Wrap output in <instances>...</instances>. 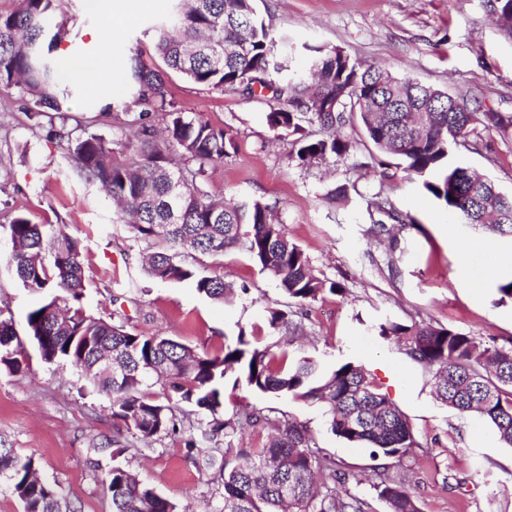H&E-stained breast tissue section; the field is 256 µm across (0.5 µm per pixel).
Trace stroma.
<instances>
[{
    "label": "stroma",
    "instance_id": "35a3bbf8",
    "mask_svg": "<svg viewBox=\"0 0 512 512\" xmlns=\"http://www.w3.org/2000/svg\"><path fill=\"white\" fill-rule=\"evenodd\" d=\"M495 0H257L265 23L294 45L335 47L351 58L381 62L393 73L467 100L482 112L512 116V38L493 20ZM74 18L59 49L89 66L109 60L113 90L68 75L72 95L63 108L80 121L106 103L129 97L131 48L153 50V28L169 18L174 0H145L137 21L113 41L94 38L106 15L126 0H64ZM168 89L179 109L228 130L235 151L212 170L207 189L234 201L276 205L277 219L310 260L316 276L342 284L304 308L306 336L296 354L318 361L322 372L352 362L408 417L416 444L387 461L388 475L404 482L421 512H512V448L495 428L435 400L428 376L375 325L425 322L443 325L488 346L512 347V299L500 298V277L512 274V240L459 223L409 177L400 160L382 158L357 125L342 136L348 156L310 166L298 164L292 138L277 136L266 121V104L219 92L178 76ZM451 159L490 177L512 194V129H489L480 152L453 147ZM390 200L413 222L390 249L370 218L374 203ZM62 228L79 240L85 276L84 303L103 318L123 322L127 332L169 336L211 354L238 335L280 354L283 332L269 327L266 311L284 294L243 253L213 258L197 253L193 264L225 281L248 284L247 294L218 303L187 283L157 281L144 269V245L115 215L112 201L86 183L64 143L32 128L14 92L0 91V313L25 330L35 294L7 267V227L17 213ZM469 250L467 270L458 256ZM398 273L390 275L387 254ZM27 372L0 373V444L30 455L42 476L57 480L72 512H112L104 481L109 452H95L104 439L127 437L112 418L108 397L88 386L74 367L41 360L26 344ZM225 411L248 406L290 418L312 430L318 448L336 462L337 475L367 512H386L374 490L370 450L332 433L325 407L226 387ZM121 462L177 503L180 512H221L218 467L195 465L170 437L135 440Z\"/></svg>",
    "mask_w": 512,
    "mask_h": 512
}]
</instances>
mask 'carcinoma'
<instances>
[{"instance_id": "cac0c4a2", "label": "carcinoma", "mask_w": 512, "mask_h": 512, "mask_svg": "<svg viewBox=\"0 0 512 512\" xmlns=\"http://www.w3.org/2000/svg\"><path fill=\"white\" fill-rule=\"evenodd\" d=\"M63 0H13L0 12V89L12 90L34 126L65 143L82 178L116 205L135 237L156 250L146 273L164 282H188L208 298L224 302L234 285L211 276L186 257L193 252L222 257L239 249L274 279L288 302L268 310L273 329L288 330V344L303 335L297 310L324 291L343 286L317 277L303 250L275 222L273 206L260 201L228 202L204 186L208 170L235 149L231 134L197 114L178 110L167 86L169 73L213 90H232L248 100L266 101L269 127L296 136L294 158L311 164L343 157L352 149L338 131L358 120L366 137L386 156L405 163L408 175L461 223L512 237V196L449 159L451 146L478 149V127L507 131L512 118L479 112L448 92L385 65L362 62L335 48L303 46L307 69H290L295 47L258 17L253 0H178L175 15L155 29L153 55L130 56L132 95L109 103L86 125L72 127L62 102L71 95L63 62L53 56L68 32ZM494 22L512 37V0H496ZM113 117L112 136L88 131ZM321 132L313 137L306 130ZM381 218L376 233L389 232L384 219L411 224L389 200L375 203ZM8 235L18 252L8 260L23 287L43 295L26 315V334L42 360L66 362L90 386L109 398L112 416L142 439L180 440L195 463L221 461L223 512H363L364 502L336 486L325 490L315 473L332 472V461L313 450L304 424L276 427L260 448H234L241 426L224 409L225 383L254 391L326 404L332 432L371 448L376 459L402 457L415 445L412 427L363 370L351 362L329 374L306 357L256 346L241 334L218 354L198 352L167 336L127 332L124 325L88 312L84 306L81 246L61 228L16 214ZM413 362L431 373L432 392L442 404L475 413L492 424L512 447V348L487 346L473 336L431 324L379 325ZM12 320L0 318V371L27 369L18 353ZM161 385L165 399L152 391ZM203 416L201 437L184 435L178 404ZM126 448L112 441L105 481L112 512H178L177 505L127 469L117 458ZM37 462L0 446V485L22 504V512H61L58 485L36 475ZM388 512H420L405 485L386 477L375 485Z\"/></svg>"}]
</instances>
